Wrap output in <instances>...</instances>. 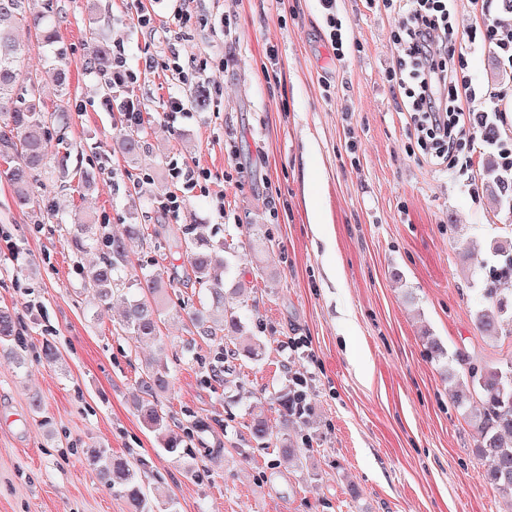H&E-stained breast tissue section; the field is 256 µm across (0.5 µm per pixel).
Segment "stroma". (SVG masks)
Returning <instances> with one entry per match:
<instances>
[{
    "mask_svg": "<svg viewBox=\"0 0 512 512\" xmlns=\"http://www.w3.org/2000/svg\"><path fill=\"white\" fill-rule=\"evenodd\" d=\"M83 2L57 0L67 95L55 90L35 29L19 32L23 76L39 86L46 112H68L69 163L95 180L91 190L63 189L46 177L39 197L63 221L104 216L118 233L157 221L132 195L134 182L177 193L179 168L204 169L207 192L186 193L174 224L224 240L247 283L241 317L268 349L258 362L239 358L226 389L200 381L212 346L185 352L187 311L163 315V347L131 340L120 330L122 300L99 304L79 273L96 251L73 254L55 224L17 208L0 183V230L9 232L0 237V305L27 326L25 366L0 356V512H133L83 455L89 444L145 459L176 512H512L422 339L430 330L448 351L481 362L512 356V338L475 326L496 262L491 247L512 239V210L485 192L486 164L499 156L483 130L445 162L420 149L391 79L398 9L336 0L346 32L340 61L319 0H101L105 24L90 21ZM182 10L192 19L180 27ZM141 14L149 26L138 25ZM94 37L121 46L134 74L108 109L88 69ZM461 52L482 90L473 109L496 104L499 139L512 146V66L477 43ZM199 84L207 108L170 117V100H188ZM131 100L154 117L149 157L136 166L113 145ZM314 212L324 237L310 227ZM249 224L267 231L269 252L250 248ZM474 249L484 269H464ZM298 337L310 341L311 359L289 358ZM47 340L62 353L58 365L38 359ZM156 357L170 368L165 412L210 424L181 459L161 450L134 408L139 375ZM290 369L308 377L312 412L296 432L312 447L296 466L273 470L278 446L252 439L248 411H263L279 432L270 394Z\"/></svg>",
    "mask_w": 512,
    "mask_h": 512,
    "instance_id": "35a3bbf8",
    "label": "stroma"
}]
</instances>
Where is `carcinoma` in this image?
<instances>
[{
  "mask_svg": "<svg viewBox=\"0 0 512 512\" xmlns=\"http://www.w3.org/2000/svg\"><path fill=\"white\" fill-rule=\"evenodd\" d=\"M27 0H0V181L8 183L13 201L21 209L39 205L35 186L42 174L50 171L58 180L78 179L90 185L89 174L80 169H69L67 155L52 151V140L62 141L60 132L67 127L68 114L60 109L45 113L39 88L27 82L17 68L21 46L16 31L26 24L40 31L49 59L55 66L57 82L67 92L69 73L65 66L66 49L58 34L59 12L54 0H47L44 11L27 14ZM89 59L99 81L101 101L112 105L116 86L112 56L109 48L93 39L89 44ZM147 134V122L124 125L118 130L119 148L125 158L138 162ZM491 195L512 208V175L488 167ZM65 242L76 253L87 249L99 252L100 261L83 271L86 285L99 302L109 303L114 295L137 288L139 295L128 301L121 330L135 341L160 340L161 314L170 303V297L161 283L160 273L146 267L132 271V255L137 247L151 239H159L169 232L148 224H128L124 234L114 235L108 224H86L79 220L65 228ZM182 255L186 258L188 281L201 290L202 311L192 324L197 338L211 343L218 355L203 373L205 382H218L229 386L233 370L224 367V356L239 354L259 361L266 350L265 343L247 334L236 311L240 288L225 287L224 279L214 274L218 268L229 269L224 243H213L201 236H193L187 229L174 236ZM500 257L483 288V305L475 319L476 328L489 336L512 337V293L498 287L502 281L512 279V246L493 247ZM26 327L14 308L0 306V356L11 358L17 366L25 364ZM423 339L428 358L442 369L448 382L453 405L463 411L473 431L475 453L491 464L490 481L501 495L512 499V358L500 364L477 362L463 350L448 354V349L429 330ZM171 384L168 367L160 362L149 365L139 376L142 397L137 413L144 424L161 441L162 451L181 458L192 453L191 433L181 426L171 427L167 414L160 406L158 393L169 390ZM294 386L274 394L287 427L297 418L293 411ZM250 432L260 445L269 443L271 433L265 418L251 414ZM278 458L271 467L286 468L297 461L299 454L310 449L308 439L296 441L288 432L279 439ZM84 455L95 464L107 479L112 490L127 499L135 512H176L174 500L163 492L153 493L144 486L142 474L146 464L137 467L128 459L114 456L107 448L90 445Z\"/></svg>",
  "mask_w": 512,
  "mask_h": 512,
  "instance_id": "cac0c4a2",
  "label": "carcinoma"
}]
</instances>
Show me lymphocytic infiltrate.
Returning a JSON list of instances; mask_svg holds the SVG:
<instances>
[{
	"instance_id": "lymphocytic-infiltrate-1",
	"label": "lymphocytic infiltrate",
	"mask_w": 512,
	"mask_h": 512,
	"mask_svg": "<svg viewBox=\"0 0 512 512\" xmlns=\"http://www.w3.org/2000/svg\"><path fill=\"white\" fill-rule=\"evenodd\" d=\"M397 5L402 20L394 35L400 52L396 82L409 100L419 138L443 158L457 151L467 129L486 126L487 112L464 110L476 96L468 80L458 79L461 62L448 47L455 21L451 0H385Z\"/></svg>"
}]
</instances>
